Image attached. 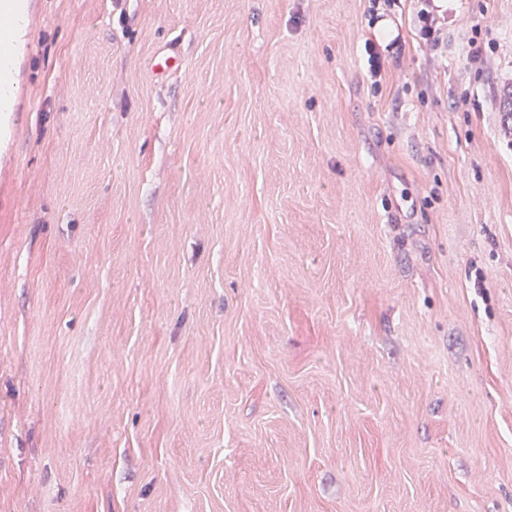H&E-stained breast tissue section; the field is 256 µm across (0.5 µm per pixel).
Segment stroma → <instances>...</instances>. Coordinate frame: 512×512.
Masks as SVG:
<instances>
[{
    "label": "stroma",
    "mask_w": 512,
    "mask_h": 512,
    "mask_svg": "<svg viewBox=\"0 0 512 512\" xmlns=\"http://www.w3.org/2000/svg\"><path fill=\"white\" fill-rule=\"evenodd\" d=\"M441 2L43 0L0 512H512V0ZM425 2L426 8H420L417 13L418 22L420 24L419 34L421 39L424 40L426 47L429 50H433L439 44L440 29L437 28V18L434 16L433 11H429L428 8L433 10L430 3L431 0H421Z\"/></svg>",
    "instance_id": "35a3bbf8"
}]
</instances>
